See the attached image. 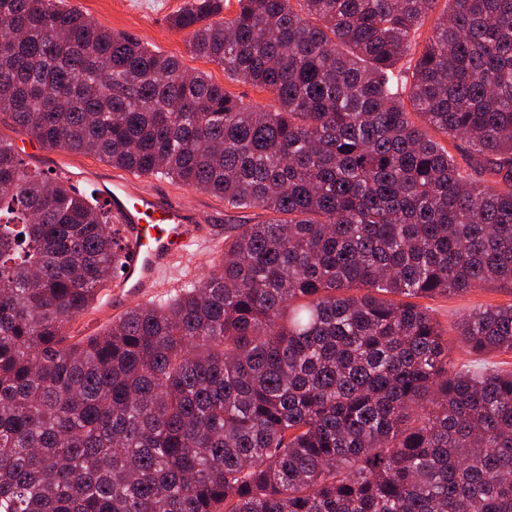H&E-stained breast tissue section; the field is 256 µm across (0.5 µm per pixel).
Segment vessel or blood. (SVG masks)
<instances>
[{
	"label": "vessel or blood",
	"instance_id": "obj_1",
	"mask_svg": "<svg viewBox=\"0 0 512 512\" xmlns=\"http://www.w3.org/2000/svg\"><path fill=\"white\" fill-rule=\"evenodd\" d=\"M105 192L112 205V220L123 232L126 269L122 282L131 292L153 287L159 274L190 243L208 234L205 225L171 198L132 192L117 179Z\"/></svg>",
	"mask_w": 512,
	"mask_h": 512
}]
</instances>
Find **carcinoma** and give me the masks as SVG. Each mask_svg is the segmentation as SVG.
Instances as JSON below:
<instances>
[{
    "label": "carcinoma",
    "instance_id": "obj_1",
    "mask_svg": "<svg viewBox=\"0 0 512 512\" xmlns=\"http://www.w3.org/2000/svg\"><path fill=\"white\" fill-rule=\"evenodd\" d=\"M237 2L170 23L271 109L67 0H0L15 129L271 214L72 342L123 241L0 139V512H512V373L452 369L409 302L512 291V0H448L415 59L435 0ZM456 330L512 351V304Z\"/></svg>",
    "mask_w": 512,
    "mask_h": 512
}]
</instances>
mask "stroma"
I'll use <instances>...</instances> for the list:
<instances>
[{
  "mask_svg": "<svg viewBox=\"0 0 512 512\" xmlns=\"http://www.w3.org/2000/svg\"><path fill=\"white\" fill-rule=\"evenodd\" d=\"M69 3L103 29L133 35L157 51L177 56L187 70L209 74L213 82L223 85L226 92L245 104L268 108L274 103L270 93L243 82L228 80L222 67L191 53L186 34L172 28L169 22L185 0H69ZM0 137L14 144L31 169L44 173L69 172L71 183L81 188H99L102 181L117 174L115 168L96 157L44 148L18 133L11 120L1 116ZM131 185L137 190L153 189L170 195L185 209L195 213L201 223L209 226L210 236L205 243L194 246L187 255L177 259L171 270L160 278L152 294L128 293L116 302L112 299V289L102 290L93 306L74 322L71 328L74 337L95 335L129 307L143 301H157L185 280L209 274L217 251L225 237L234 234L236 225L254 224L265 218L262 211L228 209L223 199L217 196L160 176H136ZM423 304L429 308L448 341L449 359L454 369L512 372V352L472 353L459 341L455 329L462 313L487 305L512 304V291L487 287L458 296L427 298Z\"/></svg>",
  "mask_w": 512,
  "mask_h": 512,
  "instance_id": "1",
  "label": "stroma"
}]
</instances>
